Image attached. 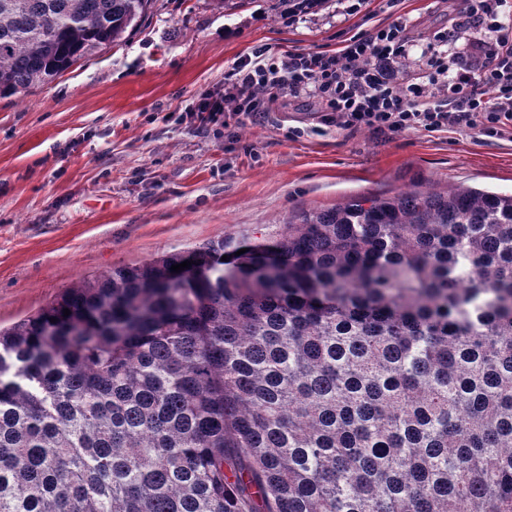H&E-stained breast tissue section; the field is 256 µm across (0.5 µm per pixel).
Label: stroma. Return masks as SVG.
Returning a JSON list of instances; mask_svg holds the SVG:
<instances>
[{
  "mask_svg": "<svg viewBox=\"0 0 512 512\" xmlns=\"http://www.w3.org/2000/svg\"><path fill=\"white\" fill-rule=\"evenodd\" d=\"M467 0H328L292 16L272 0H154L118 45L48 85L0 98V327L83 278L211 241L281 232L299 211L361 195L463 184L512 193V140L462 130L314 134L316 101L202 131L191 107L257 45L335 52L398 18L434 42ZM304 136L295 138L293 128Z\"/></svg>",
  "mask_w": 512,
  "mask_h": 512,
  "instance_id": "35a3bbf8",
  "label": "stroma"
}]
</instances>
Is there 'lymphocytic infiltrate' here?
I'll return each instance as SVG.
<instances>
[{
	"mask_svg": "<svg viewBox=\"0 0 512 512\" xmlns=\"http://www.w3.org/2000/svg\"><path fill=\"white\" fill-rule=\"evenodd\" d=\"M506 0H472L465 15L423 46L425 80L403 83L399 66L410 56L408 22L398 19L351 37L334 53L252 49L196 106L205 124L234 114L256 120L260 106L305 96L320 105V122L352 133L393 138L411 131L467 129L512 138V12Z\"/></svg>",
	"mask_w": 512,
	"mask_h": 512,
	"instance_id": "1",
	"label": "lymphocytic infiltrate"
}]
</instances>
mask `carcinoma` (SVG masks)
Returning <instances> with one entry per match:
<instances>
[{
    "mask_svg": "<svg viewBox=\"0 0 512 512\" xmlns=\"http://www.w3.org/2000/svg\"><path fill=\"white\" fill-rule=\"evenodd\" d=\"M150 3L0 0V98ZM0 512H512V194L302 210L0 329Z\"/></svg>",
    "mask_w": 512,
    "mask_h": 512,
    "instance_id": "cac0c4a2",
    "label": "carcinoma"
}]
</instances>
